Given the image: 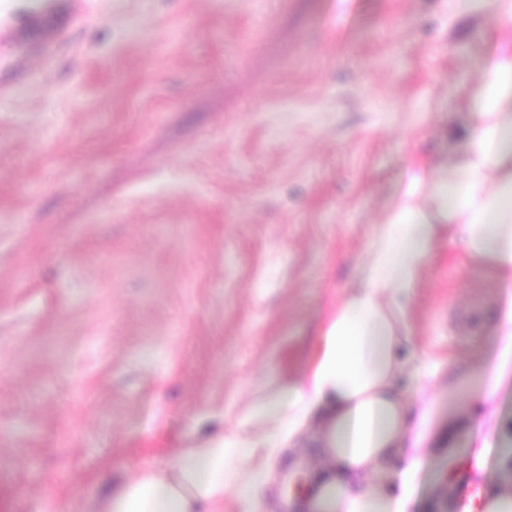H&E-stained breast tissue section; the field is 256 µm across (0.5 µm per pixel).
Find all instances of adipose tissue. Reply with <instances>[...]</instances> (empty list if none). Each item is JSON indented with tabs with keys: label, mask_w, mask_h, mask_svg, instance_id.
Here are the masks:
<instances>
[{
	"label": "adipose tissue",
	"mask_w": 512,
	"mask_h": 512,
	"mask_svg": "<svg viewBox=\"0 0 512 512\" xmlns=\"http://www.w3.org/2000/svg\"><path fill=\"white\" fill-rule=\"evenodd\" d=\"M498 34L490 62L469 88L475 104L455 163L439 170L410 164L388 219L373 234L356 282L321 326L310 367L287 391L255 409L297 436L318 421L327 463L302 512H389L366 484L407 428L396 382L405 344L406 305L438 241L461 234L469 254L489 263L512 295V0H459ZM256 441L216 437L146 464L106 499L103 512H224L234 492L245 512H266L268 470L254 467Z\"/></svg>",
	"instance_id": "1"
}]
</instances>
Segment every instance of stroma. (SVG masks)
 <instances>
[{"label":"stroma","mask_w":512,"mask_h":512,"mask_svg":"<svg viewBox=\"0 0 512 512\" xmlns=\"http://www.w3.org/2000/svg\"><path fill=\"white\" fill-rule=\"evenodd\" d=\"M492 53L457 0H0V512H101L141 462L278 435L251 410L306 368L409 160L453 162ZM504 307L441 242L394 512L512 484ZM254 461L269 512L316 464Z\"/></svg>","instance_id":"35a3bbf8"}]
</instances>
